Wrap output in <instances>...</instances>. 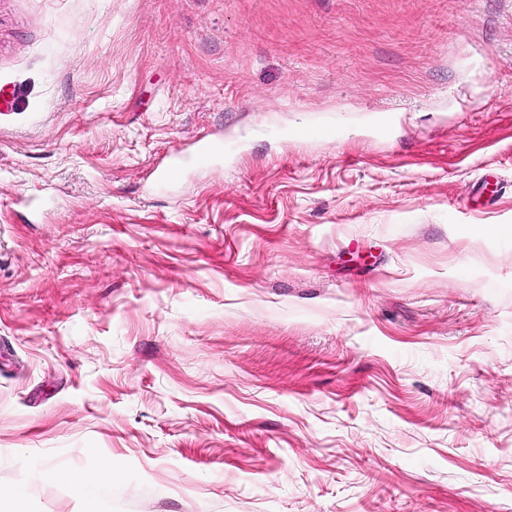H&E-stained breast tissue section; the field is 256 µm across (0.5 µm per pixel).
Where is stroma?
<instances>
[{
	"mask_svg": "<svg viewBox=\"0 0 512 512\" xmlns=\"http://www.w3.org/2000/svg\"><path fill=\"white\" fill-rule=\"evenodd\" d=\"M1 86L24 512H512V0H0ZM52 473L56 480L67 485L77 498L91 500L100 485L112 483V479L118 474V469L114 464L104 463L94 473L76 474L60 469H54Z\"/></svg>",
	"mask_w": 512,
	"mask_h": 512,
	"instance_id": "1",
	"label": "stroma"
}]
</instances>
